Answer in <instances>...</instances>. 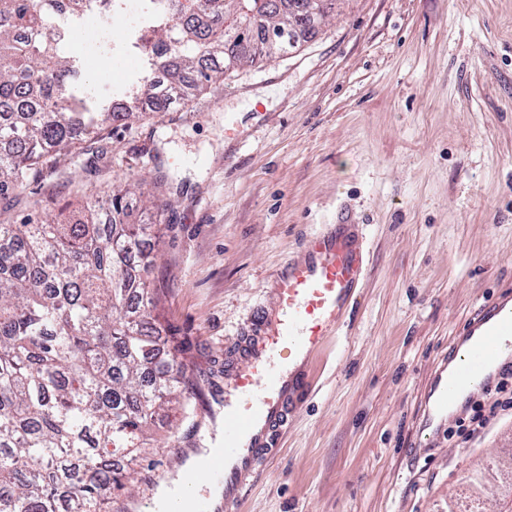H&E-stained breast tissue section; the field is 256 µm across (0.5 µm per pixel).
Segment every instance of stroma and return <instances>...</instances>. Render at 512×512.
Instances as JSON below:
<instances>
[{"instance_id":"1","label":"stroma","mask_w":512,"mask_h":512,"mask_svg":"<svg viewBox=\"0 0 512 512\" xmlns=\"http://www.w3.org/2000/svg\"><path fill=\"white\" fill-rule=\"evenodd\" d=\"M100 95L138 80L129 52ZM143 179L163 295L160 334L185 350L207 407L224 352L273 304L274 274L348 213L367 255L337 336L233 512H448L467 475L512 457V411L469 442L427 395L479 308L512 289V0H340L292 54L244 66L80 141L0 221L71 223L112 185ZM122 512H156L197 447L177 411L155 417Z\"/></svg>"}]
</instances>
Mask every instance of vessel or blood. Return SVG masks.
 I'll use <instances>...</instances> for the list:
<instances>
[{
    "instance_id": "obj_1",
    "label": "vessel or blood",
    "mask_w": 512,
    "mask_h": 512,
    "mask_svg": "<svg viewBox=\"0 0 512 512\" xmlns=\"http://www.w3.org/2000/svg\"><path fill=\"white\" fill-rule=\"evenodd\" d=\"M366 257L350 225L311 235L304 251L277 272L271 314L237 337L224 358V402L204 426L210 448L196 450L187 471L198 493L174 512H230L253 479L297 400L309 360L337 333L364 272ZM507 298L486 303L460 333L428 407L447 411L462 392L493 387L512 365V310Z\"/></svg>"
}]
</instances>
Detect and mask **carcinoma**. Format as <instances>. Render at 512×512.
I'll list each match as a JSON object with an SVG mask.
<instances>
[{
	"label": "carcinoma",
	"instance_id": "obj_1",
	"mask_svg": "<svg viewBox=\"0 0 512 512\" xmlns=\"http://www.w3.org/2000/svg\"><path fill=\"white\" fill-rule=\"evenodd\" d=\"M133 38L145 77L116 102L92 101L84 65L55 19L90 0H0V192L22 190L76 141L165 112L228 65L299 47L336 0H153ZM129 189L92 224H0V512H109L132 482L123 461L150 447L149 424L176 403L193 419L179 346L150 319L145 227L127 223Z\"/></svg>",
	"mask_w": 512,
	"mask_h": 512
}]
</instances>
